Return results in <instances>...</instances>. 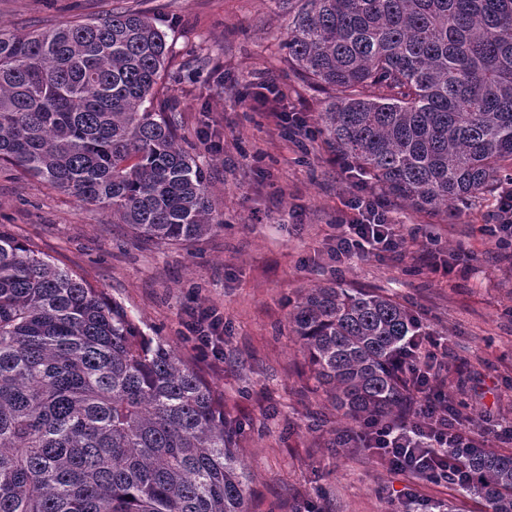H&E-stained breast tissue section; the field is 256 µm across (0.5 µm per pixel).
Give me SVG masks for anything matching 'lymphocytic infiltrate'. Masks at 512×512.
I'll return each instance as SVG.
<instances>
[{"mask_svg":"<svg viewBox=\"0 0 512 512\" xmlns=\"http://www.w3.org/2000/svg\"><path fill=\"white\" fill-rule=\"evenodd\" d=\"M354 218L338 216L336 257L361 253L378 257L402 254L406 235L401 225L390 223L389 211L379 194L355 196ZM393 365L413 379L411 416L385 424L361 422L357 435L363 448L376 450L390 470L422 472L429 480L465 485L459 454L486 447L489 440L512 442V425L494 435L477 433L461 405H450L448 385L440 373L448 366V348L431 334L408 337L393 358Z\"/></svg>","mask_w":512,"mask_h":512,"instance_id":"lymphocytic-infiltrate-1","label":"lymphocytic infiltrate"}]
</instances>
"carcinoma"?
Returning a JSON list of instances; mask_svg holds the SVG:
<instances>
[{
    "label": "carcinoma",
    "instance_id": "cac0c4a2",
    "mask_svg": "<svg viewBox=\"0 0 512 512\" xmlns=\"http://www.w3.org/2000/svg\"><path fill=\"white\" fill-rule=\"evenodd\" d=\"M288 67L330 94L317 125L394 201L451 215L512 177V0H280ZM167 33L116 11L0 31V164L108 211L155 245L224 228L207 172L154 108ZM351 420L410 414L390 369L422 330L405 306L329 282L288 314ZM224 392L125 308L0 224V512H250ZM512 512V455L463 461Z\"/></svg>",
    "mask_w": 512,
    "mask_h": 512
}]
</instances>
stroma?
I'll return each mask as SVG.
<instances>
[{
	"instance_id": "obj_1",
	"label": "stroma",
	"mask_w": 512,
	"mask_h": 512,
	"mask_svg": "<svg viewBox=\"0 0 512 512\" xmlns=\"http://www.w3.org/2000/svg\"><path fill=\"white\" fill-rule=\"evenodd\" d=\"M143 11L166 30L158 96L179 121L182 146L209 169L224 227L191 245L154 247L110 213L15 170L0 171V224L59 266L83 274L127 310L145 336L175 347L224 392L243 425L242 460L253 477L251 512H487L451 487L395 473L360 442L323 394L287 324L288 301L337 279L408 307L448 341V393L473 424L512 418V262L491 233L498 193L453 219L392 204L396 223L418 228L400 258L354 256L336 266L335 222L358 179L333 165L321 137L299 150L242 101L249 84L283 92L285 111L315 126L327 96L289 71L288 16L278 0H0V27L15 34ZM209 131L224 140L210 152ZM456 257L451 275L425 264L431 249ZM209 308L224 321V358H203L184 325Z\"/></svg>"
}]
</instances>
